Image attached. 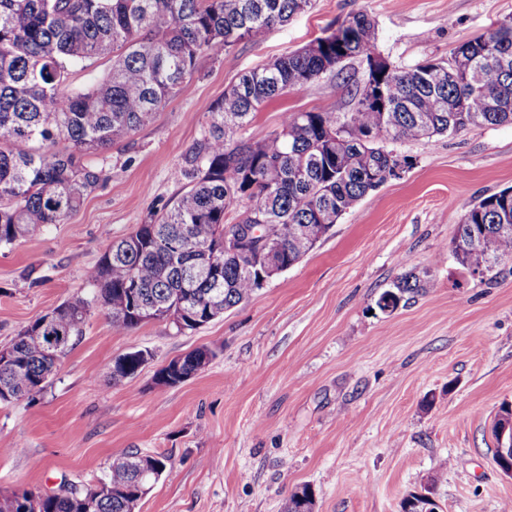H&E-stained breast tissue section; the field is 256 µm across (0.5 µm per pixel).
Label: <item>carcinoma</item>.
<instances>
[{
	"mask_svg": "<svg viewBox=\"0 0 512 512\" xmlns=\"http://www.w3.org/2000/svg\"><path fill=\"white\" fill-rule=\"evenodd\" d=\"M313 0H0V244L39 235L63 223L89 192L108 179L103 154L130 137L184 84L242 40H259L275 25L306 11ZM377 55L368 13L349 14L335 32L241 75L208 112L202 139L183 156L177 199L129 236L111 241L87 273L93 300L115 329L142 323L139 308L158 318L183 304L184 327L195 330L248 300L260 286L258 268L224 255V234L243 225L279 250L289 268L314 247L291 232L296 224H333L387 182L398 163L394 145L455 134L471 127L512 124V21L460 44L450 58L368 72L347 68ZM109 58L108 74L69 86L74 67ZM350 94L346 112H285L279 128L252 141L238 136L259 110L289 88L325 75ZM67 143L64 151L51 147ZM244 208L225 222L228 209ZM457 263L491 281L512 261V188L469 207L452 241ZM422 287L409 271L383 291L376 306L393 312L402 296ZM90 301H65L53 323L37 318L10 345L16 366L0 365V402L42 393L53 366L39 336H55L61 354L76 345ZM215 353L185 356L191 377ZM162 475L163 455L124 453L112 459L109 493L87 499L75 486L42 512H133L142 485L138 463ZM286 512H314L308 486L292 492Z\"/></svg>",
	"mask_w": 512,
	"mask_h": 512,
	"instance_id": "obj_1",
	"label": "carcinoma"
}]
</instances>
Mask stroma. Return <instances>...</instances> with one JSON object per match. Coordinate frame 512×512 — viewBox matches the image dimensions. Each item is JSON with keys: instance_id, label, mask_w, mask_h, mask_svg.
Returning <instances> with one entry per match:
<instances>
[{"instance_id": "stroma-1", "label": "stroma", "mask_w": 512, "mask_h": 512, "mask_svg": "<svg viewBox=\"0 0 512 512\" xmlns=\"http://www.w3.org/2000/svg\"><path fill=\"white\" fill-rule=\"evenodd\" d=\"M356 11L375 21L394 66L448 57L512 19V0H314L256 42L204 61L130 138L106 152L110 178L64 223L0 245V347L39 316L92 294L86 274L182 190L183 155L211 106L246 71L298 51ZM341 79L290 90L244 131L257 140L286 112H345ZM413 164L363 198L300 262L194 331L166 320L113 329L91 306L80 341L35 399L0 403V491L94 486L114 456H167L135 512H284L296 486L315 512H400L425 484L442 512H512V477L493 461V421L512 404V261L471 277L451 242L468 206L512 186V126L397 145ZM426 276L391 314L375 300L401 274ZM215 352L175 386L156 371ZM145 350L113 381L120 355Z\"/></svg>"}]
</instances>
